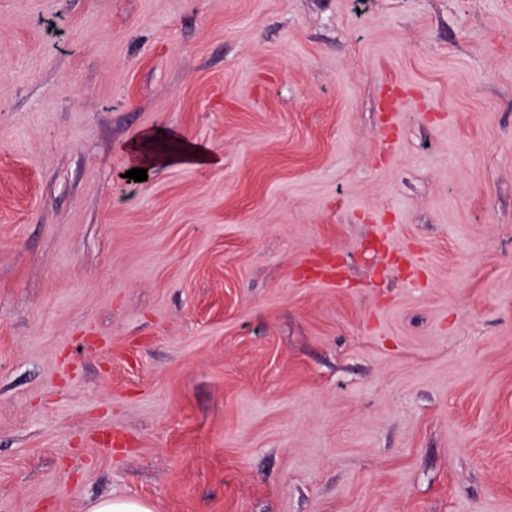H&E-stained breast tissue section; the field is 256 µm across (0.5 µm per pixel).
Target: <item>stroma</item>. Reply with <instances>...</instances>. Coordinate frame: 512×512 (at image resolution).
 <instances>
[{"label":"stroma","instance_id":"stroma-1","mask_svg":"<svg viewBox=\"0 0 512 512\" xmlns=\"http://www.w3.org/2000/svg\"><path fill=\"white\" fill-rule=\"evenodd\" d=\"M107 496L512 512V0H0V512ZM154 135L146 134L133 141L131 159L135 167H146L167 164H190L196 167H209L221 164L211 150L202 144L180 141L173 136L168 138L172 149L168 152L146 151L143 144L153 141ZM142 140L143 143H138Z\"/></svg>","mask_w":512,"mask_h":512}]
</instances>
